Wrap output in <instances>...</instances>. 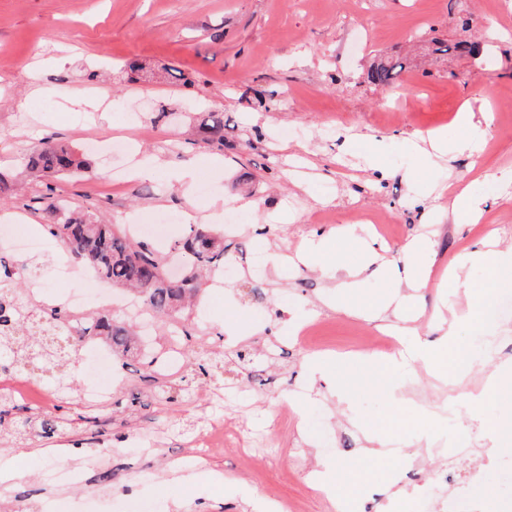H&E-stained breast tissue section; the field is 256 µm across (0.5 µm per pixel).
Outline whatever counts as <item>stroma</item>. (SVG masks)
<instances>
[{"instance_id": "stroma-1", "label": "stroma", "mask_w": 512, "mask_h": 512, "mask_svg": "<svg viewBox=\"0 0 512 512\" xmlns=\"http://www.w3.org/2000/svg\"><path fill=\"white\" fill-rule=\"evenodd\" d=\"M440 38L488 45L493 62L477 69L465 56L427 57L389 91L368 83L376 56L400 55ZM512 101V0H0V169L20 174L29 143L51 137L84 153L88 170L42 181L24 178L0 205V217L48 221L44 194L72 207L99 210L113 223H151L160 213H187L199 201L204 224L224 229L226 283L201 290L178 326L181 368L144 377L131 366L123 384L86 427V344L50 371L26 366L44 385L45 413L70 419L46 439L0 433V463L26 470L0 484V504L13 512H44L70 501L74 512H172L166 489L203 469L265 494L275 488L301 512H332L307 474L333 460L363 474L351 512H438L430 497L442 460L475 427L476 408L452 407V392L480 393L488 376L512 368V321L460 325L456 349L467 362L447 378L415 364L394 368L403 400L393 412L385 391L361 390L352 407L325 383H312L310 361L355 357L360 331L381 335L360 314L390 290L385 275L367 277L357 298L327 308L319 270L297 262L249 274L253 252L292 254L300 242L353 223L355 209L375 219L378 243L399 254L409 240L431 243L424 262L425 311L465 312L470 299L448 276L449 259L472 248L488 226H512V112L495 111L475 151L424 160L428 131L457 141L463 102L494 108ZM403 104L400 112L391 111ZM223 113L225 150L202 142L194 127L203 113ZM165 174L133 170L150 158ZM196 165L182 186L178 171ZM130 168L126 181L113 173ZM482 199L479 223L459 225L448 213L453 192ZM255 207H248V200ZM512 245V234L501 236ZM323 319L311 342L287 335L281 319ZM247 360H239L238 352ZM209 375H193L194 359ZM232 419L251 433L249 455L228 443L190 457L185 445L212 424ZM382 423L386 456L366 453V426ZM421 442L425 455L400 449ZM66 448L84 466L86 482L54 483L50 449ZM477 471L482 501L512 500V449L483 447L463 455Z\"/></svg>"}]
</instances>
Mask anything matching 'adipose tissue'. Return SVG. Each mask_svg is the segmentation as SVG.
<instances>
[{
    "instance_id": "ef3b65f1",
    "label": "adipose tissue",
    "mask_w": 512,
    "mask_h": 512,
    "mask_svg": "<svg viewBox=\"0 0 512 512\" xmlns=\"http://www.w3.org/2000/svg\"><path fill=\"white\" fill-rule=\"evenodd\" d=\"M361 225L349 224L343 229L345 238L355 244L358 257L355 261L342 262L336 266L322 265L320 259L335 243V235H327L319 244L303 243L295 252L297 262L306 266L319 267L330 288L338 296H357L363 275L369 270L385 273L395 282L396 287L377 304L367 308L370 319L384 321L393 320L394 332L401 339V347L394 356L395 361L418 364L427 368L440 365L438 351L452 340L459 324L473 319L475 309L466 313L449 311L448 314H436L430 324L436 333L435 338L423 337L413 320L400 318L402 305L415 300L422 288L429 283V271L426 266L399 269L394 257L376 249L371 243L362 240ZM499 232L488 229L483 237L480 248L457 255L453 262L454 274L461 272L477 262L483 263L488 276L482 288L483 294L512 289V250L498 247ZM325 378L330 382L337 397L344 404H352L356 390L365 384L381 382L392 401H399V387L390 376L389 365L380 362L376 353L363 355L354 370H347L344 363H337L335 369L325 371ZM311 487L326 495L332 501H347L348 491L356 489L361 477L352 471L341 468L336 462L324 461L308 475Z\"/></svg>"
}]
</instances>
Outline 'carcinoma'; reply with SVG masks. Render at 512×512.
Listing matches in <instances>:
<instances>
[{
	"label": "carcinoma",
	"instance_id": "1",
	"mask_svg": "<svg viewBox=\"0 0 512 512\" xmlns=\"http://www.w3.org/2000/svg\"><path fill=\"white\" fill-rule=\"evenodd\" d=\"M432 44L437 54H467L475 60L481 57L476 45L466 41L434 39ZM409 69L411 65L405 57L379 58L369 67L367 81L392 89L400 75ZM198 133L209 145L224 149V114L207 113ZM85 167L86 160L65 142L42 139L26 152L25 171L30 177L47 179ZM44 200V211L53 219L48 225L50 235L61 241L76 261L87 265L98 280L136 292L162 326L189 306L213 272L224 267L227 247L224 232L220 230L205 225L190 226L189 232L173 245L180 252L183 275L169 279L163 260L106 216L88 209L66 208L50 196ZM71 320L62 309L48 312L26 305L18 265L12 258L0 255V341L21 340L18 361L30 358V349L38 348L45 369H51L62 351L43 343L46 334L67 336L80 343L99 341L127 361L137 357L138 342L132 324L118 321L109 313H91L75 326L69 325ZM23 424L50 438L67 422L58 416L33 412Z\"/></svg>",
	"mask_w": 512,
	"mask_h": 512
}]
</instances>
